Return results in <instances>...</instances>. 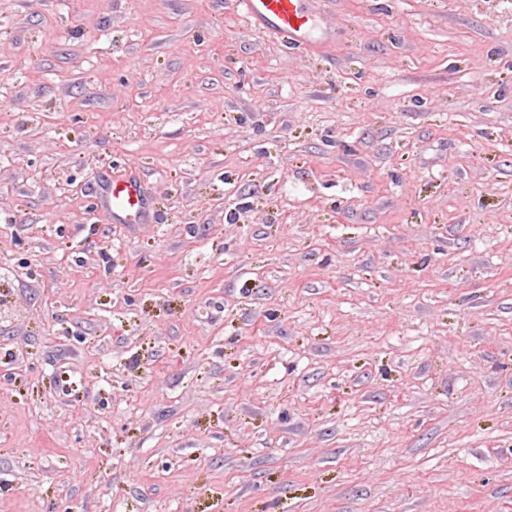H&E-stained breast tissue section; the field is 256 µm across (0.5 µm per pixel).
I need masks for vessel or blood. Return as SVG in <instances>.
I'll list each match as a JSON object with an SVG mask.
<instances>
[{"label":"vessel or blood","instance_id":"b4317fda","mask_svg":"<svg viewBox=\"0 0 512 512\" xmlns=\"http://www.w3.org/2000/svg\"><path fill=\"white\" fill-rule=\"evenodd\" d=\"M314 0H233L240 18L251 28L300 47L310 40L316 14ZM105 201L113 216L127 224L138 223L145 200L137 177L115 179L105 188Z\"/></svg>","mask_w":512,"mask_h":512}]
</instances>
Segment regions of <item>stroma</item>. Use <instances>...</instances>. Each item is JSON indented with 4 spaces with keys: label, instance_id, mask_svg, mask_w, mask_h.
<instances>
[{
    "label": "stroma",
    "instance_id": "1",
    "mask_svg": "<svg viewBox=\"0 0 512 512\" xmlns=\"http://www.w3.org/2000/svg\"><path fill=\"white\" fill-rule=\"evenodd\" d=\"M317 25L0 0V512H512V0ZM105 202L120 222L137 224L145 210L140 181L135 176L114 179L105 188Z\"/></svg>",
    "mask_w": 512,
    "mask_h": 512
}]
</instances>
